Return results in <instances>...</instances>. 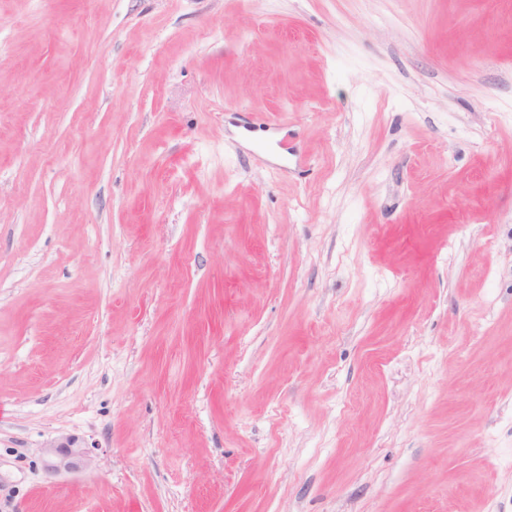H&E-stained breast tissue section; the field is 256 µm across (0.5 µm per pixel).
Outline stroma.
<instances>
[{
    "instance_id": "35a3bbf8",
    "label": "stroma",
    "mask_w": 512,
    "mask_h": 512,
    "mask_svg": "<svg viewBox=\"0 0 512 512\" xmlns=\"http://www.w3.org/2000/svg\"><path fill=\"white\" fill-rule=\"evenodd\" d=\"M0 512H512V0H0ZM45 453V470L51 475L81 469L86 467L90 460L87 448L80 446L78 440L72 436L61 437L50 443Z\"/></svg>"
}]
</instances>
